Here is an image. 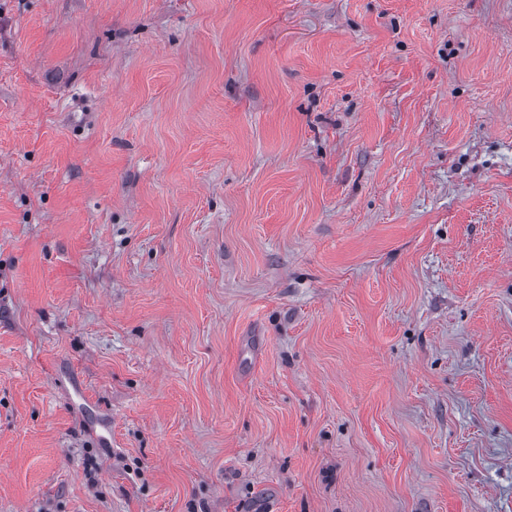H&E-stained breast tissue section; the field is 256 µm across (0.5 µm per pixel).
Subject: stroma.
Here are the masks:
<instances>
[{
	"mask_svg": "<svg viewBox=\"0 0 512 512\" xmlns=\"http://www.w3.org/2000/svg\"><path fill=\"white\" fill-rule=\"evenodd\" d=\"M0 512H512V0H0Z\"/></svg>",
	"mask_w": 512,
	"mask_h": 512,
	"instance_id": "35a3bbf8",
	"label": "stroma"
}]
</instances>
